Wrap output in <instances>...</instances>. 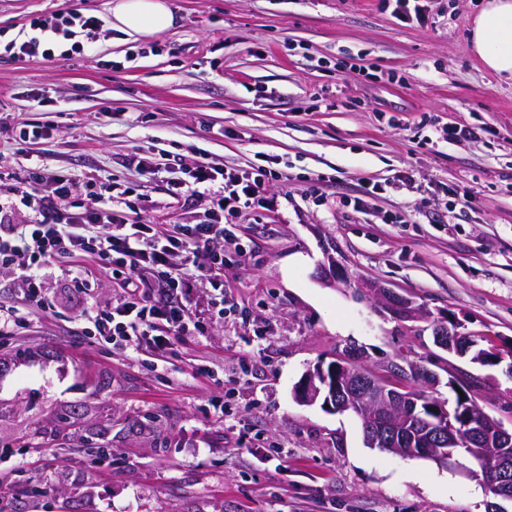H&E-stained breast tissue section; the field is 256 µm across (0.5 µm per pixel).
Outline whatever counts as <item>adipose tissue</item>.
Here are the masks:
<instances>
[{
	"mask_svg": "<svg viewBox=\"0 0 512 512\" xmlns=\"http://www.w3.org/2000/svg\"><path fill=\"white\" fill-rule=\"evenodd\" d=\"M110 12L113 27L130 34L152 35L175 23L168 0H115ZM468 37L484 69L512 80V0H485Z\"/></svg>",
	"mask_w": 512,
	"mask_h": 512,
	"instance_id": "ef3b65f1",
	"label": "adipose tissue"
}]
</instances>
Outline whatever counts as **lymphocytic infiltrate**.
I'll use <instances>...</instances> for the list:
<instances>
[{
  "label": "lymphocytic infiltrate",
  "instance_id": "obj_1",
  "mask_svg": "<svg viewBox=\"0 0 512 512\" xmlns=\"http://www.w3.org/2000/svg\"><path fill=\"white\" fill-rule=\"evenodd\" d=\"M98 20L77 12L37 18L31 35L4 46L15 57L54 56L60 40ZM274 171H248L213 165L200 158L181 167L169 191L177 198L201 199L205 209L197 223L173 234L148 224L123 193H90L87 203L71 209L74 178L51 175L40 162L29 166L19 202L34 211L27 224H0V269H13L25 299L47 308L43 265L60 254L85 256L107 263L124 295L121 303L88 311L90 336L112 350L146 352L167 359L175 344L204 332L208 322L224 318V253L215 241L235 235L236 220L263 206ZM208 286L205 309L192 311L197 286Z\"/></svg>",
  "mask_w": 512,
  "mask_h": 512
}]
</instances>
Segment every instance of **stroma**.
I'll return each instance as SVG.
<instances>
[{
    "label": "stroma",
    "instance_id": "stroma-1",
    "mask_svg": "<svg viewBox=\"0 0 512 512\" xmlns=\"http://www.w3.org/2000/svg\"><path fill=\"white\" fill-rule=\"evenodd\" d=\"M170 2L174 26L141 36L113 28L108 0H0L1 44L41 15L101 21L83 52L0 55V197L37 155L87 188L135 186L170 230L202 204L132 159L282 174L272 208L245 211L224 244L223 322L165 371L76 335L87 306L123 296L98 263L84 286L53 260L38 312L0 270V312L23 323L0 336L6 512H491L481 477L365 447L357 416L294 398L309 367L349 350L424 367L440 400L463 391L512 431V364L447 353L430 327L455 317L479 347L512 349V83L471 52L483 0H431L423 23L382 0ZM459 125L480 138L436 135ZM331 256L350 286L321 279ZM367 280L427 319L394 316ZM199 359L216 379L195 376Z\"/></svg>",
    "mask_w": 512,
    "mask_h": 512
}]
</instances>
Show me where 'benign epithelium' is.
Returning a JSON list of instances; mask_svg holds the SVG:
<instances>
[{"instance_id":"7a95c632","label":"benign epithelium","mask_w":512,"mask_h":512,"mask_svg":"<svg viewBox=\"0 0 512 512\" xmlns=\"http://www.w3.org/2000/svg\"><path fill=\"white\" fill-rule=\"evenodd\" d=\"M328 265L321 269L323 276L348 283L339 262L327 256ZM391 313L404 319H426L428 313L414 302L378 282L362 284ZM464 324L455 320L448 327L434 328L437 344L450 352L465 355L469 348L458 342ZM397 374L381 373L338 357L328 363L318 362L300 381L295 399L311 405L317 401L328 410L351 412L359 417L364 443L368 448H381L410 457L435 460L446 466L458 465L454 455L444 446L458 444L459 430L440 405L425 400V395L394 381ZM486 426L472 432L474 446L468 464L460 467L466 475L481 473L487 486L500 498L512 500V467L502 463L492 467L486 449L511 448L512 431L503 429L494 419L485 417Z\"/></svg>"}]
</instances>
